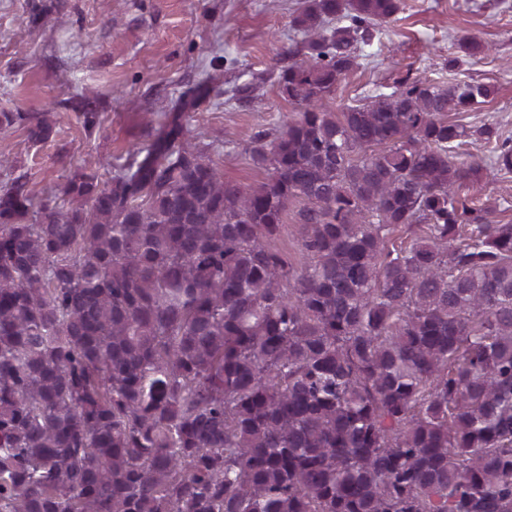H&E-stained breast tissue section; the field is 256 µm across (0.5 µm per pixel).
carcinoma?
Masks as SVG:
<instances>
[{"mask_svg": "<svg viewBox=\"0 0 512 512\" xmlns=\"http://www.w3.org/2000/svg\"><path fill=\"white\" fill-rule=\"evenodd\" d=\"M400 2L304 0L256 187L220 178L191 100L65 209L0 186V512H512V224L453 156L492 143L509 173L512 142L444 119L497 87L333 109ZM298 199L295 267L271 242Z\"/></svg>", "mask_w": 512, "mask_h": 512, "instance_id": "cac0c4a2", "label": "carcinoma"}]
</instances>
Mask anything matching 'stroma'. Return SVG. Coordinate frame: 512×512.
Returning <instances> with one entry per match:
<instances>
[{"label": "stroma", "mask_w": 512, "mask_h": 512, "mask_svg": "<svg viewBox=\"0 0 512 512\" xmlns=\"http://www.w3.org/2000/svg\"><path fill=\"white\" fill-rule=\"evenodd\" d=\"M301 0H0V150L9 167L0 185L24 176L34 202L62 203L63 189L95 173L98 185L120 174L130 154L166 121L167 104L208 82L186 114L208 145L219 176L244 187L267 180L245 152L251 135L278 126L295 104L279 76L298 34ZM469 36L489 54L459 68L457 40ZM368 57L338 83L343 106L395 91L402 79L440 85L492 82L498 94L467 112L448 113L465 126L496 123L512 140V0H402L381 27ZM254 87L241 98L242 85ZM45 113L49 139H30L22 114ZM95 113L86 126V113ZM468 203L512 224V173L489 171L467 191Z\"/></svg>", "instance_id": "obj_1"}]
</instances>
